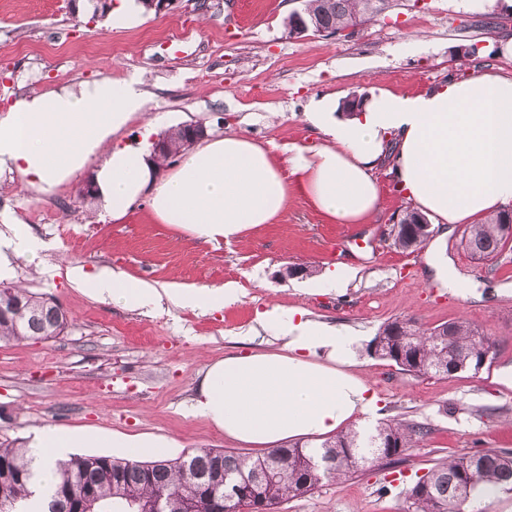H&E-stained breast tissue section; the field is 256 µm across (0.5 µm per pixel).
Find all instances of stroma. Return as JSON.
<instances>
[{"label":"stroma","instance_id":"1","mask_svg":"<svg viewBox=\"0 0 512 512\" xmlns=\"http://www.w3.org/2000/svg\"><path fill=\"white\" fill-rule=\"evenodd\" d=\"M302 6L207 0L198 10L182 2L117 30L72 0H0V111L21 95L135 75L158 131L197 121L211 135L310 146L317 137L303 109L312 97L412 95L483 71L512 77V56L501 51L512 39V0H390L352 37L293 39L285 22ZM492 14L504 24L495 35L486 30ZM471 45L476 55L462 56ZM390 165L383 159L375 172L382 212L373 223L329 222L295 191L275 223L214 245L157 223L143 202L115 223L98 218L82 183L43 193L20 173L0 175V214L45 244L37 257L14 258L11 282L53 298L71 320L53 339L0 340V442L22 446L49 425L170 438L171 458L199 448L247 453L189 405L210 362L278 348L274 330L256 327L258 312L274 304L359 336L355 371L377 394L382 418L428 428L398 467L323 484L277 512H405L412 480L435 462L479 448L512 450V242L496 259L477 261L457 224L443 241L395 248L391 230L410 201ZM434 247L460 289L428 272ZM342 264L356 271L344 292L318 285L323 271ZM74 267H108L159 287L232 283L244 295L209 313L168 302L146 311L91 296L72 281ZM397 318L426 328L467 319L496 340L494 358L450 378L402 372L368 353L379 328Z\"/></svg>","mask_w":512,"mask_h":512}]
</instances>
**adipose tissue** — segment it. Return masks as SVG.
Instances as JSON below:
<instances>
[{"label": "adipose tissue", "mask_w": 512, "mask_h": 512, "mask_svg": "<svg viewBox=\"0 0 512 512\" xmlns=\"http://www.w3.org/2000/svg\"><path fill=\"white\" fill-rule=\"evenodd\" d=\"M149 97L136 78H103L18 97L0 115V169L30 176L46 193L88 177L105 214L120 221L139 202L154 219L190 236L218 242L273 223L300 191L328 220L366 224L381 208L374 175L393 145L399 189L437 224H465L512 206V79L481 72L431 92L400 96L379 91L357 114L340 115L330 95L311 98L305 119L322 141L282 147L238 133L209 137L169 172L153 151L152 122L137 144L113 138L143 117ZM78 287L102 300L138 307L168 297L175 305L214 311L240 299L234 285L160 289L108 269L74 267ZM278 350L230 353L209 363L191 410L225 438L263 448L328 437L377 398L348 369L355 337L305 319L303 310L272 306L259 315ZM93 430L45 426L30 445L41 486L58 479L56 464L76 448L101 444Z\"/></svg>", "instance_id": "ef3b65f1"}]
</instances>
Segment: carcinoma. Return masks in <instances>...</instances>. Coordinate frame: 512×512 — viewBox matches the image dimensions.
<instances>
[{
	"label": "carcinoma",
	"mask_w": 512,
	"mask_h": 512,
	"mask_svg": "<svg viewBox=\"0 0 512 512\" xmlns=\"http://www.w3.org/2000/svg\"><path fill=\"white\" fill-rule=\"evenodd\" d=\"M386 0H305L301 14L313 24L345 37L380 12ZM163 159L177 154L187 128L165 131ZM421 213L405 209L393 225V244L416 249L431 235ZM512 241V208L480 224L466 225L461 243L470 256L488 260ZM70 325L67 312L47 297L12 286L0 291V340H47ZM495 339L465 319L423 328L415 319L385 323L370 352L415 376L449 377L482 368L492 359ZM428 433L419 423L386 419L371 431H342L319 444L271 448L261 456L200 448L153 462L108 455H73L58 463L59 481L41 512H275L291 498L313 493L325 482H340L373 467H393ZM31 449L0 442V512H19L35 495ZM512 490V452L477 450L441 460L407 492V512H483L484 490Z\"/></svg>",
	"instance_id": "cac0c4a2"
}]
</instances>
